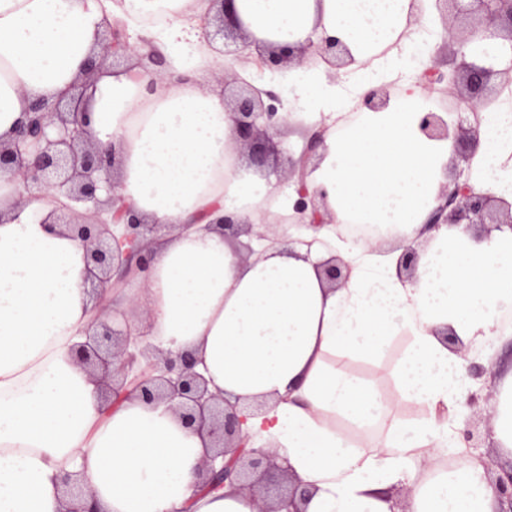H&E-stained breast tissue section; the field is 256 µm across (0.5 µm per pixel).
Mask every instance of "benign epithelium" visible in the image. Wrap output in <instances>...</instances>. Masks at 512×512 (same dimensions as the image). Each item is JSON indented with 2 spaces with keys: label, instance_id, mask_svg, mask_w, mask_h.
<instances>
[{
  "label": "benign epithelium",
  "instance_id": "benign-epithelium-1",
  "mask_svg": "<svg viewBox=\"0 0 512 512\" xmlns=\"http://www.w3.org/2000/svg\"><path fill=\"white\" fill-rule=\"evenodd\" d=\"M215 13L204 17L203 24L214 28L213 37L231 38L241 49L257 52L258 68L277 72L292 61L302 63L307 54H316L337 70L352 63L347 46L335 37L325 36L315 42L308 38L295 46L280 47L269 39L248 30L249 24L236 7V0H210ZM439 12L453 8L458 15L474 18L467 33L453 24L445 25L443 47L461 58L458 67L446 72L434 55L418 76V83L431 92L436 85H462L465 95L459 97L466 112L475 115L492 102L487 94L491 80L500 74H512V0H432ZM97 53L89 57L71 86L69 99L38 98L30 103L25 120L20 122L8 141L0 142V175L8 173L20 178V197L28 200H54L63 195L72 205L55 208L46 220L60 224L85 247L87 282L94 309L107 308V292L147 271L152 258V245L172 232L170 224L147 222L122 194L116 149H102L93 142L86 129L87 92L94 86L99 71L112 60L124 71L147 81L151 88L164 77L166 57L153 41L139 36L130 40L125 26L105 23L97 33ZM506 68H501L502 64ZM261 98L251 88L243 89L231 105L236 114L237 141L247 152L249 165L260 170L280 172L293 186L296 200L293 211L297 223L316 231L334 223L325 207V196L306 182L307 169L319 157L324 146V127L313 125L304 133L299 156L277 149L274 136L288 123L277 112L278 94L265 92ZM390 92L380 85L367 93L362 105L372 111L387 107ZM454 124L442 112L430 109L418 123L419 132L433 141L452 140L458 151L474 154L480 136V124L469 121L455 110ZM438 205L426 222L433 229L441 224L474 225L507 224L512 227V204L487 193L476 191L461 175L452 180V188L444 189ZM220 227L224 236L252 235L268 237L269 224L235 222L226 217ZM416 253L405 252L399 261V276L414 277ZM323 274L332 286L346 282L342 262L332 258L322 264ZM128 311L113 312L124 317L125 327L114 326V319L99 321L86 340L76 346L75 357L96 380L103 402L117 405L138 397L147 402H165L179 414L186 426L209 439L210 448L199 473L205 489H216L226 480L235 479L237 489L261 499L259 512H303L301 504L306 492L292 480L272 448H253L251 436L242 428L245 419L224 406L226 399L208 389L206 379L194 370L195 360L187 352L163 353L133 333ZM500 474L491 479L500 510L512 512V460L508 465L496 463ZM68 502L64 512H97L82 501L88 487L78 479L66 478Z\"/></svg>",
  "mask_w": 512,
  "mask_h": 512
}]
</instances>
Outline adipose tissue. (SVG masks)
I'll return each instance as SVG.
<instances>
[{
    "label": "adipose tissue",
    "instance_id": "obj_1",
    "mask_svg": "<svg viewBox=\"0 0 512 512\" xmlns=\"http://www.w3.org/2000/svg\"><path fill=\"white\" fill-rule=\"evenodd\" d=\"M256 34L288 44L310 34L350 49L354 97H331L316 65L289 69V97L319 103L327 131L310 187L324 191L344 224L393 233L394 248L344 241L332 227L312 245L257 240L239 254L199 217L234 215L260 223L294 215L292 196L268 200V186L242 176L234 115L219 93L200 87L212 54L197 43L206 0H0V139L9 138L38 95H67L103 19L139 27L165 15L167 50L196 45L194 63L147 90L105 71L87 114L95 143L121 151L122 193L155 224L174 225L154 250L147 287L137 289L139 328L157 348L192 353L211 392L247 416L255 445L273 446L309 493L305 512H392L380 490L413 487L410 512H495L483 465L445 468L466 443L448 417L464 410L467 368L512 342V232L482 243L447 228L426 229L454 152L417 135L425 94L400 75L418 62L429 13L411 0H236ZM389 105L360 108L380 83ZM470 182L512 202V94L486 112ZM18 183L0 179V512H63L59 478L76 472L97 512H257L234 485L197 490L206 444L168 404L138 398L104 408L73 347L95 322L84 247L43 201L22 202ZM419 254L413 281L397 265ZM345 264L343 287L319 273ZM453 330L463 351L441 340ZM409 342L395 368V402L354 361ZM489 436L512 459V365L497 378Z\"/></svg>",
    "mask_w": 512,
    "mask_h": 512
}]
</instances>
